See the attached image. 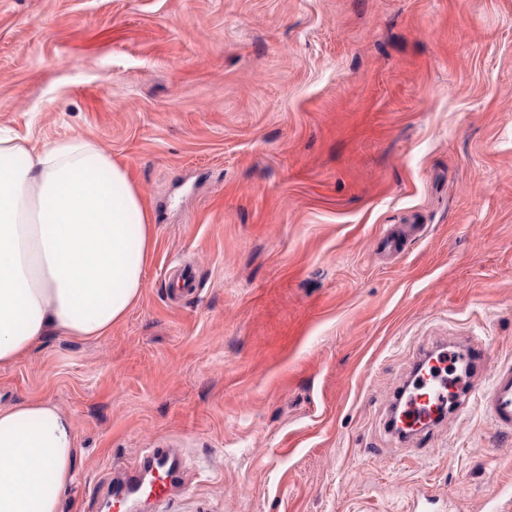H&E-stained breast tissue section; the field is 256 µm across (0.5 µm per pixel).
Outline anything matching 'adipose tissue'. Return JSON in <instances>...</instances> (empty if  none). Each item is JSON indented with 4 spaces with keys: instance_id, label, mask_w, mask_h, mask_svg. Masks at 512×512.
<instances>
[{
    "instance_id": "ef3b65f1",
    "label": "adipose tissue",
    "mask_w": 512,
    "mask_h": 512,
    "mask_svg": "<svg viewBox=\"0 0 512 512\" xmlns=\"http://www.w3.org/2000/svg\"><path fill=\"white\" fill-rule=\"evenodd\" d=\"M155 242L140 193L94 141L36 150L0 131V366L52 334H109L140 299ZM79 454L57 405L0 407V512H61Z\"/></svg>"
}]
</instances>
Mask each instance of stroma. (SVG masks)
<instances>
[{
	"label": "stroma",
	"instance_id": "stroma-1",
	"mask_svg": "<svg viewBox=\"0 0 512 512\" xmlns=\"http://www.w3.org/2000/svg\"><path fill=\"white\" fill-rule=\"evenodd\" d=\"M0 128L93 139L158 230L138 304L0 367L81 455L182 451L167 512H484L512 438L475 404L421 456L385 429L417 358L489 336L512 362V0H0ZM402 224L423 236L381 248ZM191 295H168L180 270Z\"/></svg>",
	"mask_w": 512,
	"mask_h": 512
}]
</instances>
